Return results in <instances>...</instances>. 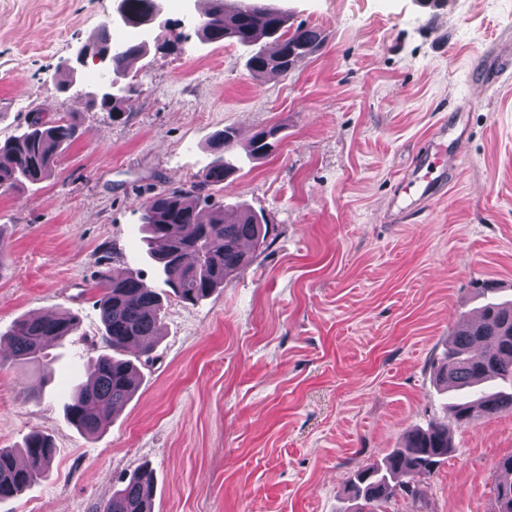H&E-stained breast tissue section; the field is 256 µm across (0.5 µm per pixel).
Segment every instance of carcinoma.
I'll use <instances>...</instances> for the list:
<instances>
[{"label":"carcinoma","mask_w":512,"mask_h":512,"mask_svg":"<svg viewBox=\"0 0 512 512\" xmlns=\"http://www.w3.org/2000/svg\"><path fill=\"white\" fill-rule=\"evenodd\" d=\"M288 15L277 20L263 10L240 13L237 4L211 0L198 26L200 40L219 43L233 39L250 48L247 67L256 77L267 72L285 73L273 61L288 52L300 63L323 43L320 29L298 26L288 32ZM272 39L273 49L255 48L262 38ZM142 42H129L123 56L112 61V72L121 82L111 110L122 111L130 84L122 83L129 62L144 55ZM278 129H262L245 148L247 157H267L278 147ZM78 135V126L68 120L46 122L33 118L22 134L0 142V192L25 183H39L52 175L64 146ZM237 145V131L226 127L213 141L217 159L187 187L155 193L144 204L141 241L156 263L164 282L182 301L196 304L210 296L239 269L248 265L252 253L263 248L269 225L244 206L239 216L225 221L224 206L204 215L200 200L224 185L237 170L229 153ZM92 288L103 326L102 339L108 353L87 363V381L77 388L65 406L66 418L81 432L95 435L112 422V413L133 398L139 387L136 366L122 358L138 346L146 353L159 334L162 298L141 276L130 269L103 270ZM77 318L63 313L48 319L24 317L10 328L7 348H0V365L26 362L38 357L46 344L70 335ZM435 377L455 393L447 406L449 418L459 426H470L481 416L512 412V300L492 299L475 321L462 319L448 348L435 367ZM453 445L448 426L433 423L403 433L401 447L382 460L357 471L350 487L353 508L349 512H383L382 506L399 494L412 499L422 494L420 485L448 458ZM27 463L19 465L16 454L0 448V501L11 498L37 482L48 470L55 448L42 434L25 443ZM499 480L495 490L497 512H512V455L497 463ZM153 470L138 469L103 505L102 512H152Z\"/></svg>","instance_id":"carcinoma-1"}]
</instances>
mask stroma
Masks as SVG:
<instances>
[{"mask_svg": "<svg viewBox=\"0 0 512 512\" xmlns=\"http://www.w3.org/2000/svg\"><path fill=\"white\" fill-rule=\"evenodd\" d=\"M203 0H160L121 119L89 109L87 64L63 62L111 28L118 0H0V141L34 115L75 122L51 177L0 193V332L40 312L75 334L0 366V448L36 431L56 452L0 512H99L133 471L155 473L153 512H349L351 476L403 432L442 418L433 365L480 289L512 298V0H273L322 46L254 77L235 41L201 43ZM183 42L171 47L170 31ZM465 127L452 188L398 222L395 190L442 123ZM272 155L240 158L203 210L246 205L272 227L223 288L186 304L142 252L141 206L198 179L225 127ZM131 268L163 294L161 334L134 397L101 434L63 405L104 350L92 283ZM455 451L387 512H495L512 413L453 431ZM277 134L278 129L271 127L269 129H262L253 135L245 148L247 157L257 159L273 154L279 143ZM267 136L269 139H267Z\"/></svg>", "mask_w": 512, "mask_h": 512, "instance_id": "stroma-1", "label": "stroma"}]
</instances>
